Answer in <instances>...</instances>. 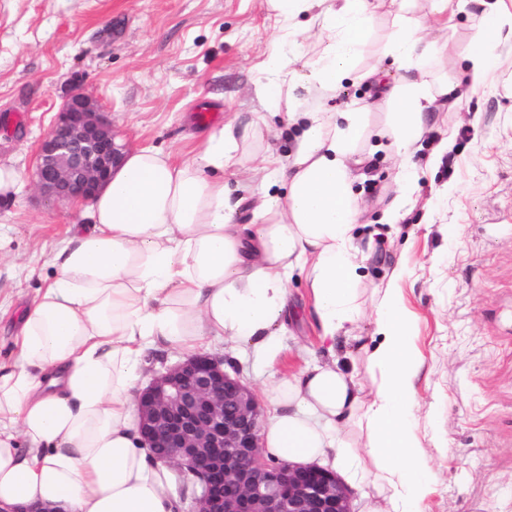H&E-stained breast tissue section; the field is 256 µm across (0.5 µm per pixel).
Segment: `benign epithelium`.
Returning a JSON list of instances; mask_svg holds the SVG:
<instances>
[{
  "label": "benign epithelium",
  "mask_w": 512,
  "mask_h": 512,
  "mask_svg": "<svg viewBox=\"0 0 512 512\" xmlns=\"http://www.w3.org/2000/svg\"><path fill=\"white\" fill-rule=\"evenodd\" d=\"M125 151L95 101L76 91L41 142L34 183L60 202L89 200ZM137 412L154 458L195 480L188 512H352L336 472L266 454L254 393L219 357L198 354L156 373Z\"/></svg>",
  "instance_id": "7a95c632"
}]
</instances>
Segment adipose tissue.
Listing matches in <instances>:
<instances>
[{
    "label": "adipose tissue",
    "mask_w": 512,
    "mask_h": 512,
    "mask_svg": "<svg viewBox=\"0 0 512 512\" xmlns=\"http://www.w3.org/2000/svg\"><path fill=\"white\" fill-rule=\"evenodd\" d=\"M289 21L313 7L325 16L324 56L313 88L332 92L349 76L373 26L368 0H269ZM420 20L394 31L388 54L400 70L387 96L401 192L417 178L410 157L432 103L422 61L437 50ZM467 58L480 83L489 48L512 39L494 4ZM357 107L291 111L287 162L267 177L255 225L231 223L237 209L219 173L242 141L233 125L212 130L202 150L177 163L157 149L127 153L110 183L52 257L47 285L26 310L14 361L0 364V512H178L172 465L156 461L139 433L143 357L208 351L217 337L250 343L266 365L280 355L274 325L294 272L306 275L330 361L279 381L262 431L272 456L299 464L327 458L344 469L369 461L380 497L371 512H427L429 463L416 433L423 365L415 321L395 269L373 303L377 343L360 344L365 371H347L336 339L353 322L360 251L357 203L347 164L363 129Z\"/></svg>",
    "instance_id": "ef3b65f1"
}]
</instances>
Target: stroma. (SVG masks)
Instances as JSON below:
<instances>
[{"label": "stroma", "mask_w": 512, "mask_h": 512, "mask_svg": "<svg viewBox=\"0 0 512 512\" xmlns=\"http://www.w3.org/2000/svg\"><path fill=\"white\" fill-rule=\"evenodd\" d=\"M480 0H375V24L357 70L335 92L311 96L309 69L294 94L304 108L367 112L349 166L359 206L354 243L364 252L358 285L364 314L357 334L372 342L375 289L404 265L406 306L424 358L418 383V434L429 456V512H512V39L493 51L485 82L470 88L465 57L477 44ZM424 19L441 51L426 65L432 88L449 86L427 113L413 161L409 199L398 190L390 106L382 85L396 75L386 54L401 18ZM299 35L281 41L283 23L266 0H0V162L23 172L0 201V361L14 356L19 319L46 284L50 260L72 225L86 223L80 201L58 203L35 186L41 141L67 96L90 95L128 150L154 148L183 159L213 128L257 123L256 137L224 184L253 223L269 156L286 158L292 141L284 109L255 95L272 49L309 62L323 51L322 18H297ZM380 73L364 80L363 71ZM282 352L274 368L245 342L212 348L239 368L265 399L276 380L323 360L304 274L288 282Z\"/></svg>", "instance_id": "stroma-1"}]
</instances>
